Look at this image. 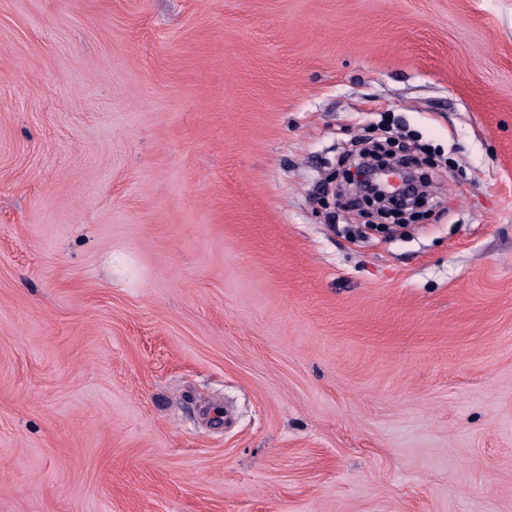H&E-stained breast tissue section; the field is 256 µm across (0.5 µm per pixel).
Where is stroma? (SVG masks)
<instances>
[{
    "instance_id": "35a3bbf8",
    "label": "stroma",
    "mask_w": 512,
    "mask_h": 512,
    "mask_svg": "<svg viewBox=\"0 0 512 512\" xmlns=\"http://www.w3.org/2000/svg\"><path fill=\"white\" fill-rule=\"evenodd\" d=\"M0 512H512V0H0Z\"/></svg>"
}]
</instances>
